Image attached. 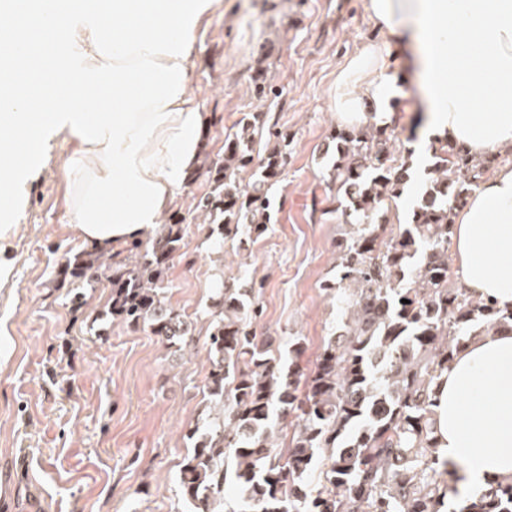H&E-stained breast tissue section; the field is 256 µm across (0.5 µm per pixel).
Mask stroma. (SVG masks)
Instances as JSON below:
<instances>
[{"label":"stroma","instance_id":"1","mask_svg":"<svg viewBox=\"0 0 512 512\" xmlns=\"http://www.w3.org/2000/svg\"><path fill=\"white\" fill-rule=\"evenodd\" d=\"M363 2L223 0L190 77L208 118L202 156L223 151L225 134L246 112L264 114L288 135L269 230L245 251L225 245L224 274L261 282L258 331L282 351L290 337H302L308 366L341 317L321 285L334 275L335 245L356 218L336 212L328 174L342 126L336 78L363 47H389L387 66L404 94L373 118L393 129L391 158L408 161L413 173L374 223H407L427 172L415 150L422 107L410 54L388 44ZM258 77L272 95H255ZM69 152L58 143L29 182L11 239V285L0 290V484L8 493L0 512H190L177 479L191 447L184 433L205 410L207 338L197 333L175 353L143 327L116 322L98 335L95 320L109 295L102 283L87 289L83 307H72L57 274L86 244L65 217ZM207 191L199 179L177 195L186 255L171 263L166 292L197 322L214 294L212 241L190 215Z\"/></svg>","mask_w":512,"mask_h":512}]
</instances>
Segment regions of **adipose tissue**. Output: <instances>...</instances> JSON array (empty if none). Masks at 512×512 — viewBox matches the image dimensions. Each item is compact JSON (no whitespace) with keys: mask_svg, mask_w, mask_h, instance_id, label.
<instances>
[{"mask_svg":"<svg viewBox=\"0 0 512 512\" xmlns=\"http://www.w3.org/2000/svg\"><path fill=\"white\" fill-rule=\"evenodd\" d=\"M221 0H97L70 8L31 0L29 13L57 30L79 86L60 84L38 103L15 99L0 113V213L20 220L22 179L48 145H73L66 215L103 250L152 234L198 163L204 116L189 91L200 41ZM375 28L411 53L428 119L424 143L475 157L512 151V0H366ZM15 0H0V44L14 66L27 52ZM111 92L92 103L86 90ZM395 80L365 47L336 80V113L362 125L365 103L385 106ZM493 98L490 112L476 109ZM461 287L512 308V165L482 179L454 218ZM440 455L465 465L469 489L512 481V333L473 338L441 379Z\"/></svg>","mask_w":512,"mask_h":512,"instance_id":"ef3b65f1","label":"adipose tissue"}]
</instances>
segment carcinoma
<instances>
[{"label":"carcinoma","mask_w":512,"mask_h":512,"mask_svg":"<svg viewBox=\"0 0 512 512\" xmlns=\"http://www.w3.org/2000/svg\"><path fill=\"white\" fill-rule=\"evenodd\" d=\"M258 129V118L244 117L225 135L224 153L196 174L209 191L193 219L208 226L217 257L206 309V427L184 434L191 452L179 470L181 496L193 512H512V481L489 482L448 509V459L437 450L434 420L439 380L460 350L474 336L512 331V308L476 299L448 275L454 210L494 159L432 148L410 223L388 235L372 216L402 195L411 167L387 164L393 142L385 127L336 131L331 181L358 222L337 245L336 275L322 285L342 317L307 368L300 338L275 357L253 327L263 314L256 284L224 277L225 240L267 233L269 190L288 158V135L272 126V148L254 161ZM246 169L255 176L247 189L237 178ZM183 222L172 216L148 241L134 238L114 253L66 258L59 286L83 301L81 288L106 279L100 318L147 326L182 350L196 323L166 300L165 288L170 263L182 255ZM278 418L291 419L286 443Z\"/></svg>","instance_id":"1"}]
</instances>
